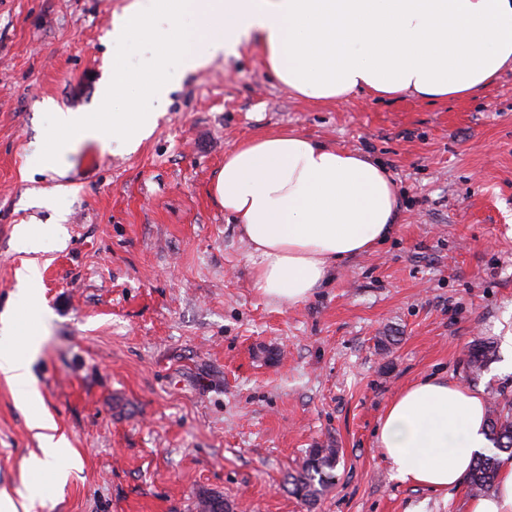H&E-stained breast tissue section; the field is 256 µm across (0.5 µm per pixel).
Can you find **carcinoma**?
I'll list each match as a JSON object with an SVG mask.
<instances>
[{
	"instance_id": "cac0c4a2",
	"label": "carcinoma",
	"mask_w": 512,
	"mask_h": 512,
	"mask_svg": "<svg viewBox=\"0 0 512 512\" xmlns=\"http://www.w3.org/2000/svg\"><path fill=\"white\" fill-rule=\"evenodd\" d=\"M495 355L492 342L478 339L470 345L466 369L469 375L478 377ZM487 437L496 453L479 455L468 475L470 490L480 496L494 490L499 473V454L506 453L512 458V398L491 392L487 409ZM339 459L336 448H313L302 470L292 478V491L303 501H310L327 487L334 478L333 471ZM200 512H230L229 504L219 494H207L199 502Z\"/></svg>"
}]
</instances>
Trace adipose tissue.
I'll return each mask as SVG.
<instances>
[{
  "label": "adipose tissue",
  "instance_id": "ef3b65f1",
  "mask_svg": "<svg viewBox=\"0 0 512 512\" xmlns=\"http://www.w3.org/2000/svg\"><path fill=\"white\" fill-rule=\"evenodd\" d=\"M192 16L176 39L162 20ZM152 36L149 63L113 70L99 111L60 112L49 157L58 175L82 145L107 151L112 142L136 150L153 132L169 89L184 76L241 48L257 47L267 69L293 95L333 102L357 92L379 99L413 94L430 100L476 95L512 71V0H131L114 15L113 48L134 33ZM134 89L121 110L119 93ZM214 193L251 246L253 285L295 304L310 298L337 264L393 233L399 206L385 167L294 131L238 144L224 158ZM40 342L0 313V376L20 405L42 396L31 373ZM481 394L435 377L403 389L387 405L376 443L395 478L436 492L459 488L485 448ZM41 430L30 472L64 479L71 460L65 437L34 415Z\"/></svg>",
  "mask_w": 512,
  "mask_h": 512
}]
</instances>
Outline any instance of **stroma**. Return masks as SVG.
Here are the masks:
<instances>
[{"label":"stroma","mask_w":512,"mask_h":512,"mask_svg":"<svg viewBox=\"0 0 512 512\" xmlns=\"http://www.w3.org/2000/svg\"><path fill=\"white\" fill-rule=\"evenodd\" d=\"M131 0H0V312L33 329L43 411L73 450L64 483L29 474L41 440L0 378V493L42 486L31 512H467L396 479L376 444L386 406L436 376L512 395V71L475 97L327 103L293 96L255 48L188 73L136 151L49 156L56 110L94 112L113 64L152 52L106 37ZM293 130L379 160L399 188L391 239L307 301L263 296L250 245L212 187L240 142ZM37 222L36 248L16 225ZM38 265L48 319L30 325L15 272ZM496 359L470 377L475 339ZM338 449L331 485L292 494L310 448Z\"/></svg>","instance_id":"1"}]
</instances>
